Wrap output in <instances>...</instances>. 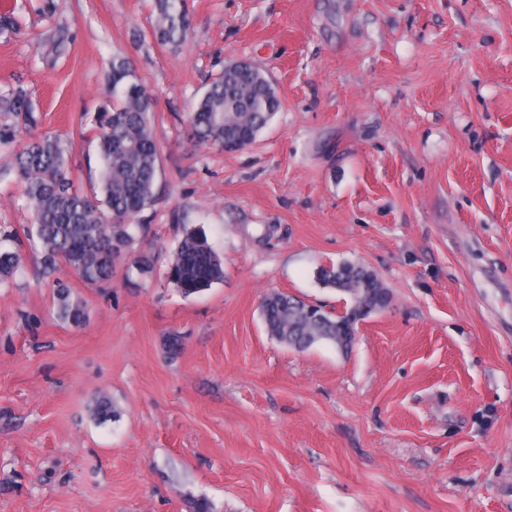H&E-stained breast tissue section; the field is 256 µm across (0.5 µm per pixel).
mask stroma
Wrapping results in <instances>:
<instances>
[{
	"mask_svg": "<svg viewBox=\"0 0 512 512\" xmlns=\"http://www.w3.org/2000/svg\"><path fill=\"white\" fill-rule=\"evenodd\" d=\"M13 2L0 94L27 90L78 185L116 57L154 99L134 248L159 260L70 278L79 325L34 267L0 286V512H512V0H187L168 48L153 0ZM239 59L281 110L247 148L196 143ZM32 220L0 179V225ZM186 227L224 263L188 297L165 278ZM348 261L391 293L348 352L267 335L273 291L343 311L318 271Z\"/></svg>",
	"mask_w": 512,
	"mask_h": 512,
	"instance_id": "stroma-1",
	"label": "stroma"
}]
</instances>
